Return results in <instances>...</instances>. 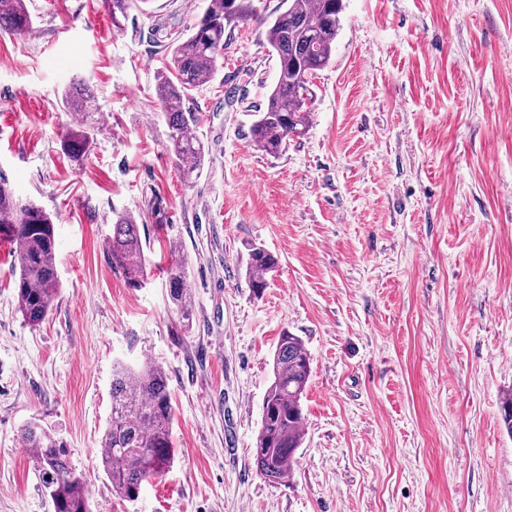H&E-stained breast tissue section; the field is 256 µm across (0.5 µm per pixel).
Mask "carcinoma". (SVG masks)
<instances>
[{"mask_svg": "<svg viewBox=\"0 0 512 512\" xmlns=\"http://www.w3.org/2000/svg\"><path fill=\"white\" fill-rule=\"evenodd\" d=\"M149 0H110L112 26L131 9H142ZM343 0H288V7L271 22L266 41L275 55L278 79L263 111L250 127L258 150L280 154L285 136L300 137L311 123L313 79L331 61L340 26ZM254 0H210L189 33L170 44L171 65L161 72L156 94L169 134V149L183 179L198 175L205 146L196 134L199 118L185 106L189 92L205 85L224 53V34L254 18ZM32 27L26 0H0V29L16 35ZM67 109L85 115L98 110L93 85L85 79L73 83L64 95ZM92 133L80 129L64 143L67 156L78 161L89 147ZM13 243L15 297L24 321L36 327L47 317L57 288L56 241L51 217L40 207L17 199L0 181V238ZM112 266L121 270L127 285L145 283L146 258L135 216L122 213L107 238ZM168 272L171 301L190 316L186 276L176 247ZM278 265L270 252L249 248L246 277L259 292L267 275ZM310 377V357L303 341L288 332L277 342L273 381L266 390L261 426L256 436L254 464L272 483L289 478L295 454L304 437L301 400ZM174 409L165 370L157 364L133 368L123 363L112 370V415L102 436L100 465L120 499L133 502L144 483L167 470L172 460L171 428ZM25 447L32 449L36 471L52 503L53 512H90L84 476L70 465L65 445L37 424L21 431Z\"/></svg>", "mask_w": 512, "mask_h": 512, "instance_id": "carcinoma-1", "label": "carcinoma"}]
</instances>
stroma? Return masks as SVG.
<instances>
[{
  "label": "stroma",
  "mask_w": 512,
  "mask_h": 512,
  "mask_svg": "<svg viewBox=\"0 0 512 512\" xmlns=\"http://www.w3.org/2000/svg\"><path fill=\"white\" fill-rule=\"evenodd\" d=\"M208 0H150L112 26L106 0H27L0 31V179L55 222L60 281L37 327L0 245V512H53L22 428H48L91 512H512V0H344L312 123L276 156L249 129L277 80L265 28L226 33L190 96L205 145L184 181L156 96L171 37ZM97 95L82 163L62 94ZM134 214L147 258L128 287L105 247ZM185 259L190 319L170 301ZM279 260L261 293L248 250ZM311 375L283 485L254 464L283 332ZM164 367L173 459L133 502L99 467L112 368ZM32 27L26 0H0V29L16 35L27 33ZM91 139L92 133L90 129L83 128L82 130L71 132L64 143L67 156L71 160L78 162L85 156Z\"/></svg>",
  "instance_id": "obj_1"
}]
</instances>
